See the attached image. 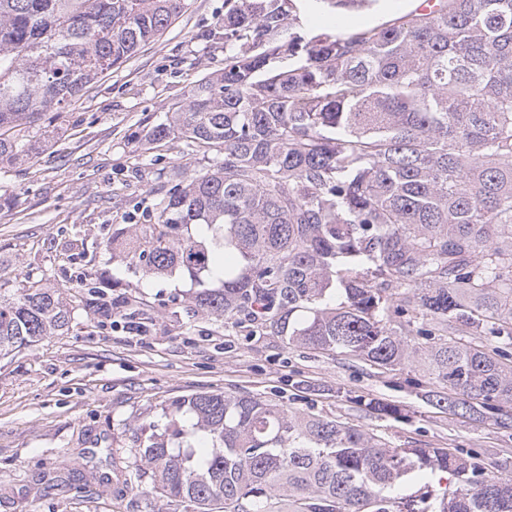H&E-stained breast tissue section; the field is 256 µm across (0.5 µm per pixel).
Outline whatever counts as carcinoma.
Here are the masks:
<instances>
[{"label":"carcinoma","mask_w":512,"mask_h":512,"mask_svg":"<svg viewBox=\"0 0 512 512\" xmlns=\"http://www.w3.org/2000/svg\"><path fill=\"white\" fill-rule=\"evenodd\" d=\"M224 0V71L148 129L214 152L157 192L153 222L109 244L146 274L182 270L202 318L258 323L287 343L381 367L426 365L428 403L512 430V365L448 332L512 345V0L316 32L320 5ZM187 0H0V169L161 35ZM39 281L0 284V358L70 328ZM157 424L127 420L152 512H512V479L448 448H397L364 428L257 396L200 391ZM448 474L456 488L433 494ZM418 496H399L404 482Z\"/></svg>","instance_id":"1"}]
</instances>
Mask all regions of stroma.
<instances>
[{"mask_svg": "<svg viewBox=\"0 0 512 512\" xmlns=\"http://www.w3.org/2000/svg\"><path fill=\"white\" fill-rule=\"evenodd\" d=\"M187 3L162 35L64 110L38 157L0 175V281L40 280L77 303L68 332L0 360V512H150L129 477L124 422H162L166 403L199 391L337 418L402 448L512 461V435L492 420L465 421L423 402L435 387L426 367L382 368L200 318L194 279L136 272L107 250L113 225L147 215L154 188L208 163L184 139L145 138L190 85L224 68V43L210 35L224 0ZM77 239L89 270L120 282L107 291L111 312L79 304L68 260ZM369 399L399 406L402 419L378 418Z\"/></svg>", "mask_w": 512, "mask_h": 512, "instance_id": "stroma-1", "label": "stroma"}]
</instances>
